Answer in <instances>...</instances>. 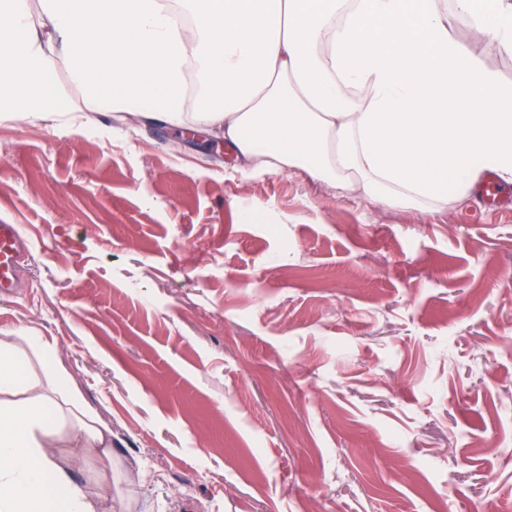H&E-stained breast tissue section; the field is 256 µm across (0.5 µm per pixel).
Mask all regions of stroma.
<instances>
[{"label": "stroma", "mask_w": 512, "mask_h": 512, "mask_svg": "<svg viewBox=\"0 0 512 512\" xmlns=\"http://www.w3.org/2000/svg\"><path fill=\"white\" fill-rule=\"evenodd\" d=\"M57 80L58 120L0 117L31 253L0 337L54 343L111 429L57 442L96 512H512V208L370 203Z\"/></svg>", "instance_id": "obj_1"}]
</instances>
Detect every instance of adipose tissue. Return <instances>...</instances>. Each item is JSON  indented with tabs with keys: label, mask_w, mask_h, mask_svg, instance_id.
<instances>
[{
	"label": "adipose tissue",
	"mask_w": 512,
	"mask_h": 512,
	"mask_svg": "<svg viewBox=\"0 0 512 512\" xmlns=\"http://www.w3.org/2000/svg\"><path fill=\"white\" fill-rule=\"evenodd\" d=\"M0 0V112L65 107L57 71L93 111L184 121L187 73L211 102L198 131L244 159L256 148L369 201L420 209L512 177V85L453 38L438 0ZM512 51V0H455ZM36 353L41 374L29 371ZM82 447L112 432L75 395L54 344L0 339V512H96L53 449L69 420Z\"/></svg>",
	"instance_id": "obj_1"
}]
</instances>
